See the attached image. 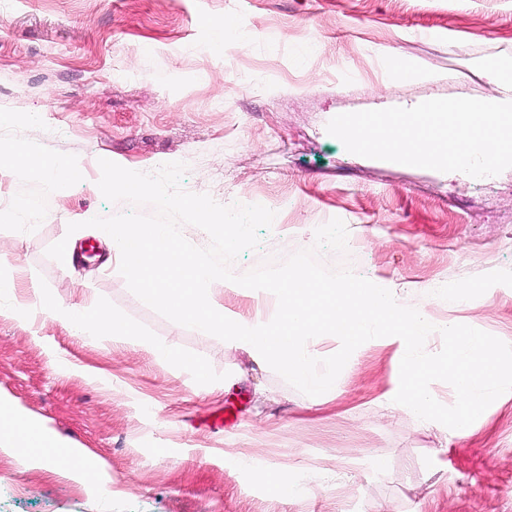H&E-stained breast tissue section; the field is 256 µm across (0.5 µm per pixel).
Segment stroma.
I'll use <instances>...</instances> for the list:
<instances>
[{"label": "stroma", "mask_w": 512, "mask_h": 512, "mask_svg": "<svg viewBox=\"0 0 512 512\" xmlns=\"http://www.w3.org/2000/svg\"><path fill=\"white\" fill-rule=\"evenodd\" d=\"M228 17L246 45L217 41ZM393 55L427 78H393ZM504 57L512 0H0V149L81 167L53 191L0 170V212L20 216L0 223V271L16 285L0 298V394L100 467L86 483L0 451V512H512V391L454 435L391 407L398 346L379 341L328 398L305 395L242 346L145 305L88 224L131 209L103 198L99 159L145 173L181 161L186 190L276 213L234 272L313 246L338 218L348 252L322 251L325 266L512 344V168L476 183L350 153L326 131L342 113L511 99L512 82L476 66ZM64 238L73 254L48 257ZM34 281L111 310L130 339L38 311L20 322ZM438 281L470 299L449 305ZM213 291L235 321L274 309L266 291ZM259 466L296 494H269Z\"/></svg>", "instance_id": "1"}]
</instances>
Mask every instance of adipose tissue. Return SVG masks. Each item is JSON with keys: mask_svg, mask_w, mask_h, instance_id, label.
<instances>
[{"mask_svg": "<svg viewBox=\"0 0 512 512\" xmlns=\"http://www.w3.org/2000/svg\"><path fill=\"white\" fill-rule=\"evenodd\" d=\"M0 165L26 172H36L48 178L51 185L78 178L80 167L76 162L50 159L19 148L8 155H0ZM42 310L56 317L70 319L81 332L124 338L129 336L128 324L111 311L97 306L66 307L52 301L40 286H32L31 299L18 306L19 319L29 312ZM0 448L9 450L45 468L60 471L70 468L76 449L64 446L58 438L39 422L14 409L0 399Z\"/></svg>", "mask_w": 512, "mask_h": 512, "instance_id": "adipose-tissue-1", "label": "adipose tissue"}]
</instances>
